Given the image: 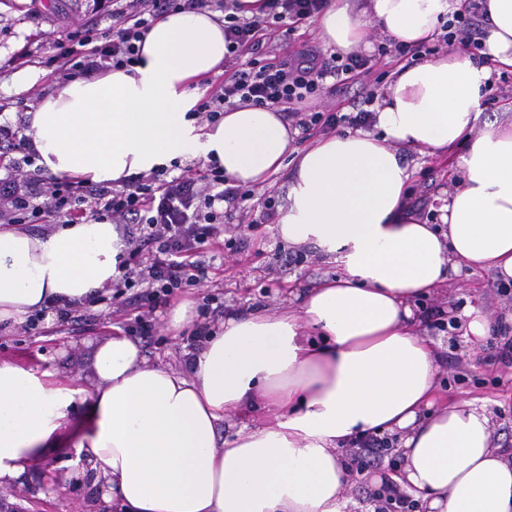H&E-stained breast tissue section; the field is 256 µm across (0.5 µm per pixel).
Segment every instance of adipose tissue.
<instances>
[{
	"mask_svg": "<svg viewBox=\"0 0 512 512\" xmlns=\"http://www.w3.org/2000/svg\"><path fill=\"white\" fill-rule=\"evenodd\" d=\"M461 5L328 0L315 22L346 54L374 26L404 45L433 41ZM484 5L487 62L451 50L400 65L372 129L302 148L298 129L263 107L193 116L202 81L224 72V16L207 8L154 21L139 63L43 95L27 122L47 173L116 184L201 157L262 186L290 169L279 236L314 245L338 273L300 309L228 316L179 370L149 364L121 334L98 347L89 390L0 361V484L71 448L89 456L115 512H343L339 448L390 431L404 465L389 480L425 512H512V450L494 447L485 408L440 399L443 342L417 333L413 310L464 266L512 279V111L474 130L494 70L512 68V0ZM404 149L446 157L458 174L436 197L440 225L407 203ZM124 249L106 221L42 234L0 224V323L96 297ZM261 408L269 417L250 428ZM228 418L240 425L230 441Z\"/></svg>",
	"mask_w": 512,
	"mask_h": 512,
	"instance_id": "ef3b65f1",
	"label": "adipose tissue"
}]
</instances>
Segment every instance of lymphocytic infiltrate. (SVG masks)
I'll use <instances>...</instances> for the list:
<instances>
[{
  "instance_id": "lymphocytic-infiltrate-1",
  "label": "lymphocytic infiltrate",
  "mask_w": 512,
  "mask_h": 512,
  "mask_svg": "<svg viewBox=\"0 0 512 512\" xmlns=\"http://www.w3.org/2000/svg\"><path fill=\"white\" fill-rule=\"evenodd\" d=\"M210 2L112 0L110 26L100 27L90 18L76 28L53 32L43 64L60 79L137 64L139 44L158 16L203 9ZM325 6V0H269L261 16L225 13L224 59L237 61L238 66L225 72L223 83L197 102L194 111L199 119L219 121L225 109L242 101L286 113L304 129L333 130L346 123H366L376 101L371 91L356 102L351 115L327 107L310 111L306 105L320 97L327 82L349 87L372 78V58L358 52L327 55L309 44L278 60L264 55L267 40L290 37L299 24ZM483 15L477 0H469L446 21L437 46L397 45L384 38L378 51L418 58L459 44L474 52L482 50L484 33L478 20ZM28 144L21 129L0 124V160L8 161L12 170L11 176L0 179V202L9 207V223L79 224L107 219L121 225L127 251L112 283L116 305L124 303L126 293L134 288L144 289L146 297L159 298L198 284L205 275L207 255L224 232L223 203L253 196L214 162L204 169L185 168L173 177L161 167L124 179L117 189L48 178L33 169Z\"/></svg>"
}]
</instances>
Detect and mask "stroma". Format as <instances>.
<instances>
[{
    "label": "stroma",
    "instance_id": "obj_1",
    "mask_svg": "<svg viewBox=\"0 0 512 512\" xmlns=\"http://www.w3.org/2000/svg\"><path fill=\"white\" fill-rule=\"evenodd\" d=\"M97 16L110 25L107 10H94L93 0H0V76L15 70L11 59L28 50L33 59L46 52L52 32L70 28L82 19ZM54 76L42 69L32 92L0 90V123L18 126L33 109L35 96L53 86ZM413 170L408 187L414 213L427 223H439L434 198L448 186L446 161L415 153L406 157ZM286 173L274 175L265 188L275 208L269 218L259 210L243 212L239 204L224 208V234L201 282L164 297L150 318L149 331H141L111 301L98 306L71 308L53 306L36 329L26 323L0 324V361L19 362L41 372L65 374L84 388L94 383L93 357L113 329L139 341L149 360L170 366L183 365L189 350L197 347L206 328L223 321L230 312L245 313L260 306L276 312L295 304L296 297L324 276H335L336 267L310 244L284 245L278 235V220L286 204ZM188 298L202 307L204 316L194 318L182 334L169 330V314L177 300ZM454 310L475 306L493 320L489 339L476 344L449 341L439 363V384L448 400L467 399L486 406L492 416L493 442L512 448V358L505 356L504 338L512 336V284L492 272L471 270L449 281L436 295L420 300L417 315L436 319L438 308ZM393 469L390 456L365 462L353 470L343 491L344 512H374L381 479ZM89 461L75 462L68 451L48 452L41 462L15 484L0 486V499L16 512H112L104 500V487L92 481L77 483V476L90 473Z\"/></svg>",
    "mask_w": 512,
    "mask_h": 512
}]
</instances>
